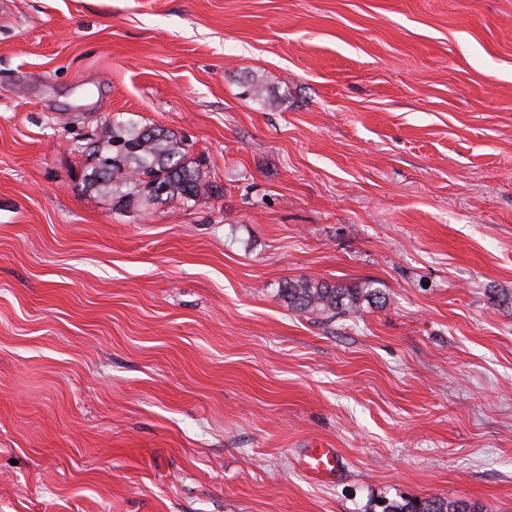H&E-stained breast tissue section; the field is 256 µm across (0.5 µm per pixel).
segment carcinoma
Segmentation results:
<instances>
[{
    "instance_id": "1",
    "label": "carcinoma",
    "mask_w": 512,
    "mask_h": 512,
    "mask_svg": "<svg viewBox=\"0 0 512 512\" xmlns=\"http://www.w3.org/2000/svg\"><path fill=\"white\" fill-rule=\"evenodd\" d=\"M85 154L92 160L91 179L112 193L122 206L156 204L180 197L193 200L205 187L197 161L187 145L157 126H139L114 119ZM288 308L302 314L334 317L355 312L365 302L382 304L384 293L367 283L362 288L297 279L280 290ZM382 512H486V506L468 498L441 495L388 501Z\"/></svg>"
}]
</instances>
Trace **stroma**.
Wrapping results in <instances>:
<instances>
[{"label":"stroma","mask_w":512,"mask_h":512,"mask_svg":"<svg viewBox=\"0 0 512 512\" xmlns=\"http://www.w3.org/2000/svg\"><path fill=\"white\" fill-rule=\"evenodd\" d=\"M115 116L206 191L88 188ZM511 292L512 0H0V512H512ZM280 293L292 311L329 317L358 311L364 302L382 304L386 301L384 293L378 288H371L370 283L362 288H348L323 281L297 279L288 281ZM338 454L334 448H314L303 459L301 467L305 475L316 482L335 476L338 470ZM486 506L468 498L433 495L385 502L382 512H486Z\"/></svg>","instance_id":"1"}]
</instances>
